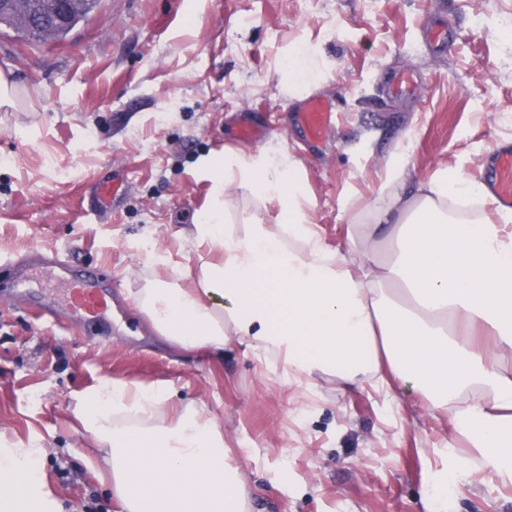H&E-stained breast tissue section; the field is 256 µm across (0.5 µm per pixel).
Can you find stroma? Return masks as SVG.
<instances>
[{
    "label": "stroma",
    "instance_id": "1",
    "mask_svg": "<svg viewBox=\"0 0 512 512\" xmlns=\"http://www.w3.org/2000/svg\"><path fill=\"white\" fill-rule=\"evenodd\" d=\"M512 0H101L66 40L39 44L0 28V71L23 111L0 112V254L57 252L106 271L116 306L106 332L86 335L69 284L34 267L27 293L0 264V438L47 448L42 472L60 512H113L109 481L72 410L97 379L163 386L202 406L250 476L251 512H424L447 483V512H512L501 484L447 417L417 394L311 387L231 341L223 356L182 351L125 298L171 254L200 259L176 232L206 209L203 166L225 152L291 155L302 164L310 214L336 245L349 209L378 196L391 161L423 178L458 166L493 175L512 146ZM305 53L318 84L286 87ZM413 87L397 94L402 75ZM312 94L340 119L306 144L293 114ZM279 121L257 142L238 119ZM133 168L115 211L83 213L80 195L107 168ZM52 300L57 320L38 318Z\"/></svg>",
    "mask_w": 512,
    "mask_h": 512
}]
</instances>
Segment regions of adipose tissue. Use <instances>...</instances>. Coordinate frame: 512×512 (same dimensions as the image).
<instances>
[{
    "instance_id": "obj_1",
    "label": "adipose tissue",
    "mask_w": 512,
    "mask_h": 512,
    "mask_svg": "<svg viewBox=\"0 0 512 512\" xmlns=\"http://www.w3.org/2000/svg\"><path fill=\"white\" fill-rule=\"evenodd\" d=\"M300 170L235 152L215 159L212 201L184 236L198 274L148 280L133 304L172 345L220 356L243 339L292 384L319 374L340 392L417 391L512 484V210L462 168L419 179L399 161L332 247ZM234 185L244 209L227 200ZM167 401L163 389L109 377L76 400L117 512H249L248 474L219 424L192 405L167 414ZM46 454L0 447V512H58L40 477Z\"/></svg>"
}]
</instances>
